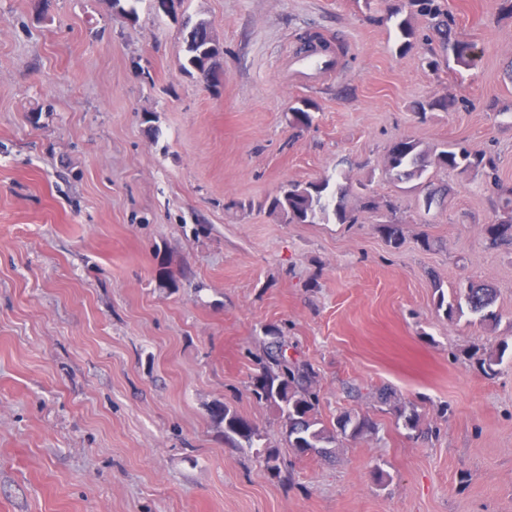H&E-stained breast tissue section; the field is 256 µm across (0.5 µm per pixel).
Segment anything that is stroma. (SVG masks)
Returning <instances> with one entry per match:
<instances>
[{"instance_id": "35a3bbf8", "label": "stroma", "mask_w": 512, "mask_h": 512, "mask_svg": "<svg viewBox=\"0 0 512 512\" xmlns=\"http://www.w3.org/2000/svg\"><path fill=\"white\" fill-rule=\"evenodd\" d=\"M393 3L140 0L129 20L112 0H0V512H512V361L480 367L512 346V248L483 234L501 197L432 168L448 198L427 211L383 173L397 139L460 142L512 187V17L434 0L404 53ZM450 18L473 66L446 63ZM201 19L224 45L216 92L181 68ZM305 31L342 42L338 74H292ZM435 94L460 103L414 112ZM298 99L309 127L289 123ZM326 176L380 209L288 224L266 208ZM471 281L495 288L496 327L437 309ZM269 328L313 367L323 419L352 410L377 434L294 454L247 390ZM219 405L266 434L280 477L232 448Z\"/></svg>"}]
</instances>
